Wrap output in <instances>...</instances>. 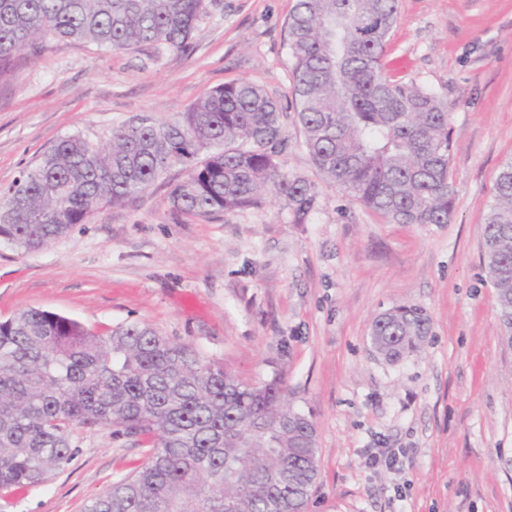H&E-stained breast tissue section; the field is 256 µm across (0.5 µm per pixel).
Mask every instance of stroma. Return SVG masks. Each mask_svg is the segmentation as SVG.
Listing matches in <instances>:
<instances>
[{
  "label": "stroma",
  "mask_w": 512,
  "mask_h": 512,
  "mask_svg": "<svg viewBox=\"0 0 512 512\" xmlns=\"http://www.w3.org/2000/svg\"><path fill=\"white\" fill-rule=\"evenodd\" d=\"M295 0H211L189 54L52 39L0 77V192L57 140H106L135 115L171 121L247 79L291 103L286 21ZM386 72L448 104L453 211L393 224L318 175L287 124L288 174L313 184L296 219L284 199L208 217L172 212V170L62 239L0 244V321L26 308L95 331L129 321L192 345L252 383L280 373L317 426L307 512H512V350L483 261L496 178L512 158V0H399ZM422 308L419 351L389 362L376 316ZM74 458L45 482L0 488V512H84L146 450L114 428L75 429Z\"/></svg>",
  "instance_id": "obj_1"
}]
</instances>
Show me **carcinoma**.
<instances>
[{
	"instance_id": "carcinoma-1",
	"label": "carcinoma",
	"mask_w": 512,
	"mask_h": 512,
	"mask_svg": "<svg viewBox=\"0 0 512 512\" xmlns=\"http://www.w3.org/2000/svg\"><path fill=\"white\" fill-rule=\"evenodd\" d=\"M397 3L296 0L287 22L293 122L319 174L352 200L395 224H446L448 104L386 75ZM206 13V0H0V75L12 55L35 54L46 39L186 53ZM287 117L262 87L237 80L173 121L126 122L102 145L65 137L0 193V243L39 250L176 167L187 171L169 192L177 215L233 213L270 191L303 219L316 195L281 168ZM484 244L502 341L512 347V160L498 174ZM430 326L423 309L396 307L375 318L371 343L394 362ZM310 419L280 374L244 383L148 323L99 334L39 308L0 321L1 489L37 485L69 463L74 427L112 426L141 438L146 457L86 512H304L318 476Z\"/></svg>"
}]
</instances>
